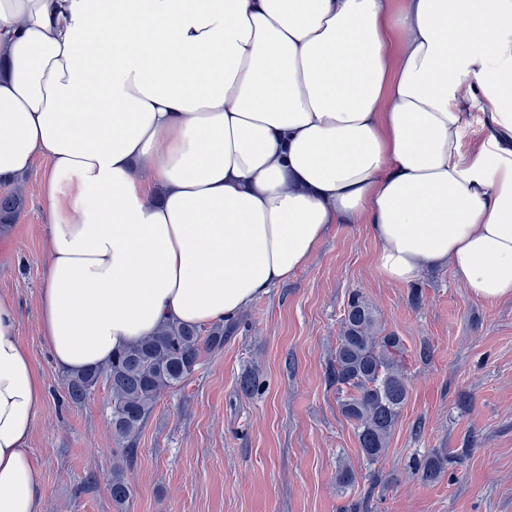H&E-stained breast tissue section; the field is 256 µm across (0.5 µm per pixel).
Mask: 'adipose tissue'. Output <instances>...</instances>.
Wrapping results in <instances>:
<instances>
[{"label":"adipose tissue","instance_id":"ef3b65f1","mask_svg":"<svg viewBox=\"0 0 512 512\" xmlns=\"http://www.w3.org/2000/svg\"><path fill=\"white\" fill-rule=\"evenodd\" d=\"M0 56V176L48 163L63 373L236 316L342 224L391 283L512 299V0H0ZM17 323L0 298V512H40Z\"/></svg>","mask_w":512,"mask_h":512}]
</instances>
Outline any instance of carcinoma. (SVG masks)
<instances>
[{
	"label": "carcinoma",
	"mask_w": 512,
	"mask_h": 512,
	"mask_svg": "<svg viewBox=\"0 0 512 512\" xmlns=\"http://www.w3.org/2000/svg\"><path fill=\"white\" fill-rule=\"evenodd\" d=\"M19 189L0 195V224H11L24 207ZM224 324L208 330L165 323L134 344L118 350L108 365L71 374L65 380L68 399L79 404L97 384L106 382L112 397L110 424L115 442L126 456L135 452L134 442L161 395L178 387L199 364L203 354L224 347ZM401 338L381 334L373 307L355 293L344 310L329 378L339 393L341 414L354 426L359 448L370 462L382 457L408 397L402 368ZM448 458L437 453L419 460L415 468L425 482L439 479ZM357 481L347 463L336 471V483L347 488ZM112 500L121 505L130 496L122 467L114 468Z\"/></svg>",
	"instance_id": "cac0c4a2"
}]
</instances>
